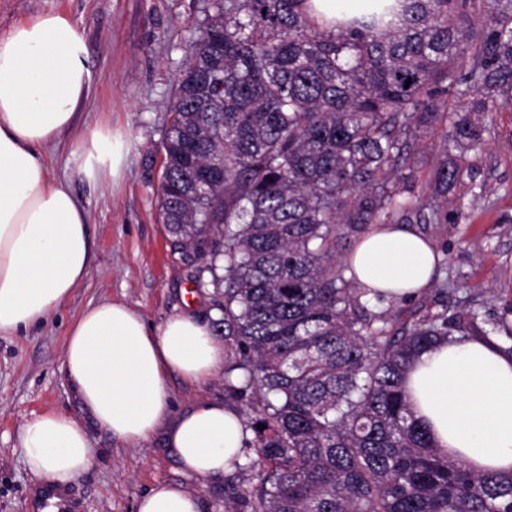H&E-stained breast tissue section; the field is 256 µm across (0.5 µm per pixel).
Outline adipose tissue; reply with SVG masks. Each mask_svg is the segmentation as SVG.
I'll use <instances>...</instances> for the list:
<instances>
[{"label": "adipose tissue", "mask_w": 512, "mask_h": 512, "mask_svg": "<svg viewBox=\"0 0 512 512\" xmlns=\"http://www.w3.org/2000/svg\"><path fill=\"white\" fill-rule=\"evenodd\" d=\"M87 49L73 20L53 12L15 24L0 36V335L45 320L86 275L91 239L85 208L65 182L51 181L43 147L74 126L86 99ZM80 172L113 173L124 156L112 134L85 132ZM439 260L433 245L405 224H376L346 256L358 288L389 298L428 288ZM224 361L208 323L178 312L148 326L120 301L92 306L71 324L63 350L65 377L77 398L112 437L147 440L171 413L167 380L197 384ZM404 390L414 417L442 455L479 472H512V355L495 338L441 342L411 364ZM250 432L235 409L205 401L169 430L183 470L204 479L232 471ZM26 469L68 484L92 465L82 424L47 411L19 433ZM197 495L161 483L138 512H201Z\"/></svg>", "instance_id": "obj_1"}]
</instances>
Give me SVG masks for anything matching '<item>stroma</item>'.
Masks as SVG:
<instances>
[{"label": "stroma", "mask_w": 512, "mask_h": 512, "mask_svg": "<svg viewBox=\"0 0 512 512\" xmlns=\"http://www.w3.org/2000/svg\"><path fill=\"white\" fill-rule=\"evenodd\" d=\"M208 0H0V34L48 12L67 13L87 46L90 89L75 131L48 146L51 179L68 182L89 214L92 256L85 280L45 321L13 336L0 335V512H35L37 477L27 471L18 434L33 415L68 414L85 427L97 455L71 488L74 512H137L141 497L160 482L196 493L202 512H224L228 486L247 487L236 469L208 479L183 471L164 432L122 443L101 428L65 379L63 344L69 325L88 307L122 301L147 323L194 309L208 315L211 293L194 288L172 256L158 215L160 143L167 104L192 31ZM492 135L473 171L448 201L463 208L460 222L419 224L447 263L440 275L448 295L485 316L512 305V108L492 113ZM111 130L125 161L117 178L87 181L74 152L85 128ZM172 416L203 400H224V375L202 384L168 380Z\"/></svg>", "instance_id": "1"}]
</instances>
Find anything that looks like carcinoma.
Segmentation results:
<instances>
[{
	"label": "carcinoma",
	"instance_id": "cac0c4a2",
	"mask_svg": "<svg viewBox=\"0 0 512 512\" xmlns=\"http://www.w3.org/2000/svg\"><path fill=\"white\" fill-rule=\"evenodd\" d=\"M210 0L161 141L159 218L224 335V392L248 403L259 487L224 512H512V474L439 455L403 380L440 339L512 323L449 302L401 330L336 262L373 224L448 223V193L512 107V0ZM447 121L428 194L422 134ZM265 428H259V425Z\"/></svg>",
	"mask_w": 512,
	"mask_h": 512
}]
</instances>
